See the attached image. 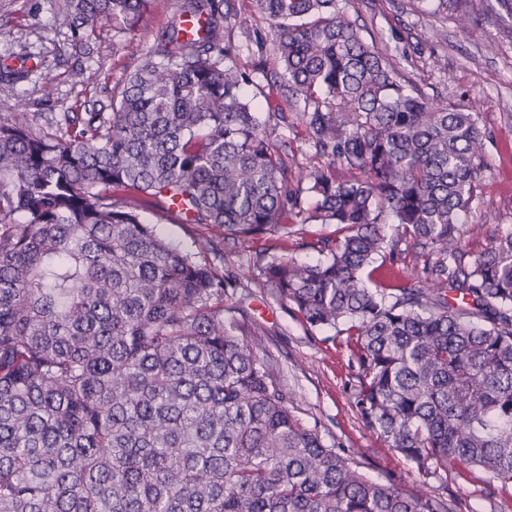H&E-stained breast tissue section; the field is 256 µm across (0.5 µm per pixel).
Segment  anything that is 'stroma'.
I'll list each match as a JSON object with an SVG mask.
<instances>
[{
	"label": "stroma",
	"mask_w": 512,
	"mask_h": 512,
	"mask_svg": "<svg viewBox=\"0 0 512 512\" xmlns=\"http://www.w3.org/2000/svg\"><path fill=\"white\" fill-rule=\"evenodd\" d=\"M494 2L471 0L476 22L464 34L449 16L435 13L432 0H349L348 5L350 18L366 38L381 50L409 57L412 65L405 74L427 97L478 113L486 167L481 198L464 219L477 250L499 231L512 229V37L504 36ZM176 4L152 0L135 26L98 22L78 42L71 35L64 0H0V65L27 71L13 95L0 97V118L27 113L33 130L43 134L55 132L63 113L110 111L114 93L142 57L154 52ZM239 6L233 29L240 46L238 63L253 74L243 93L261 114L287 113L284 160L292 173H301L313 152L305 139L301 104L284 98L269 80L279 70L273 27L254 0H239ZM335 236L332 224L295 225L288 255L315 261L317 241ZM274 247L270 235L225 242V277L245 276L256 256L270 255ZM224 305L247 312L248 334L259 355L276 363L283 383L296 393L302 421L318 424L326 444L358 452L369 477L408 495L422 491L441 496L449 512H512L511 485L490 491L483 472L463 475L454 468L441 480L422 485L411 464L363 425L354 406L359 364L347 336L307 328L269 290L255 284L225 297Z\"/></svg>",
	"instance_id": "obj_1"
}]
</instances>
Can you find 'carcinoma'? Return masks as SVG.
<instances>
[{
  "label": "carcinoma",
  "instance_id": "1",
  "mask_svg": "<svg viewBox=\"0 0 512 512\" xmlns=\"http://www.w3.org/2000/svg\"><path fill=\"white\" fill-rule=\"evenodd\" d=\"M468 2L435 12L465 33ZM256 3L278 89L339 178L288 175L287 116L263 120L243 96L236 0H179L112 111L66 112L49 136L25 113L0 119V512H448L303 424L245 323L224 320L241 283L224 256L204 259L212 239L185 253L145 212L221 240L275 233L283 251L292 222L336 225L313 264L259 257V285L352 337L357 413L423 483L450 465L512 483V230L469 262L460 223L486 167L478 113L426 98L346 0ZM148 5L66 0L77 41ZM24 77L0 70V96ZM408 241L428 259L423 287L394 268Z\"/></svg>",
  "mask_w": 512,
  "mask_h": 512
}]
</instances>
